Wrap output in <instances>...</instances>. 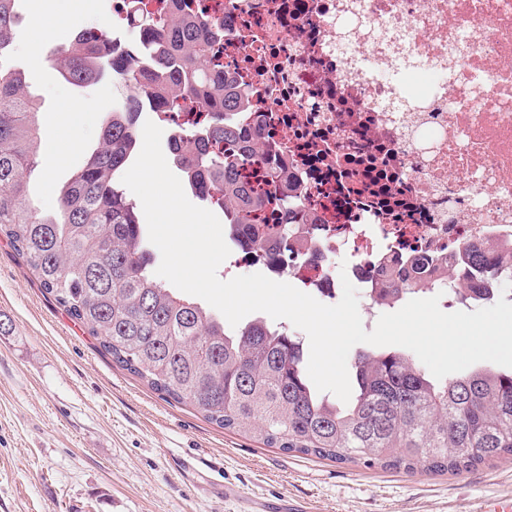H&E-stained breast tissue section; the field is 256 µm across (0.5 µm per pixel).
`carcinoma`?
I'll use <instances>...</instances> for the list:
<instances>
[{"mask_svg": "<svg viewBox=\"0 0 512 512\" xmlns=\"http://www.w3.org/2000/svg\"><path fill=\"white\" fill-rule=\"evenodd\" d=\"M16 2L0 0V235L115 363L217 426L286 452L456 474L512 457V370L465 369L438 380L402 351L363 352L354 362L356 395L339 406L309 383L302 343L285 327L260 318L231 327L148 276L139 206L121 181L147 110L176 112L182 101L197 106L199 119L176 130L171 154L185 185L243 225L248 245L288 234L286 224L276 231L257 221L269 199L285 209L302 205L297 185L276 172L265 190L246 174L249 166L258 173L269 151L262 136L244 138L224 120L228 112L248 111L249 93L224 73L210 16L154 15L143 11L142 0H126L133 40L87 31L54 48L69 83L119 79L126 94L107 113L99 147L61 188L56 209L31 207L40 105L24 73L1 62L12 45ZM463 256L475 269L490 263L485 250L468 243ZM432 284L420 276L383 280L377 299L424 294ZM482 291L481 279L465 280L458 304Z\"/></svg>", "mask_w": 512, "mask_h": 512, "instance_id": "cac0c4a2", "label": "carcinoma"}]
</instances>
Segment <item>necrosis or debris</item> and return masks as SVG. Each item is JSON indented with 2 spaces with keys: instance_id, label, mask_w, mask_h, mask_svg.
Instances as JSON below:
<instances>
[{
  "instance_id": "necrosis-or-debris-1",
  "label": "necrosis or debris",
  "mask_w": 512,
  "mask_h": 512,
  "mask_svg": "<svg viewBox=\"0 0 512 512\" xmlns=\"http://www.w3.org/2000/svg\"><path fill=\"white\" fill-rule=\"evenodd\" d=\"M271 164L302 206L241 261L325 301L365 302L416 257L512 243V0H206Z\"/></svg>"
}]
</instances>
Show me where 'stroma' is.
<instances>
[{
	"instance_id": "obj_1",
	"label": "stroma",
	"mask_w": 512,
	"mask_h": 512,
	"mask_svg": "<svg viewBox=\"0 0 512 512\" xmlns=\"http://www.w3.org/2000/svg\"><path fill=\"white\" fill-rule=\"evenodd\" d=\"M32 2L17 5L12 59L41 103L44 136L30 182L35 203L50 210L97 146L122 88L110 79L74 86L47 57L32 60L28 46L40 34L51 46L84 30L133 33L118 27L113 0H63L62 18L50 20ZM65 101L99 108L61 120ZM0 314L12 322L0 335V512H239L222 494L228 482L310 512H483L512 501L508 458L458 475L406 473L298 456L217 427L115 364L2 235ZM189 456L202 467L180 469Z\"/></svg>"
}]
</instances>
